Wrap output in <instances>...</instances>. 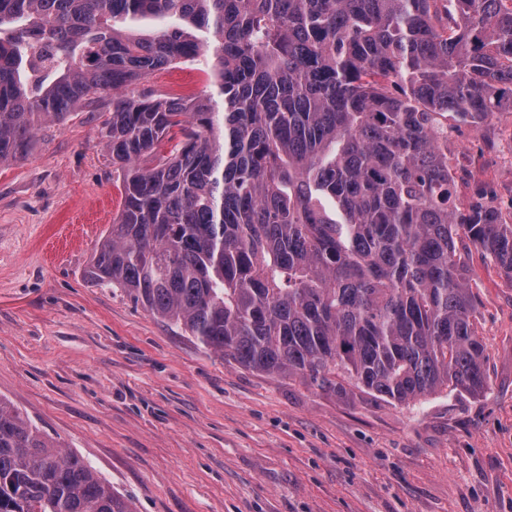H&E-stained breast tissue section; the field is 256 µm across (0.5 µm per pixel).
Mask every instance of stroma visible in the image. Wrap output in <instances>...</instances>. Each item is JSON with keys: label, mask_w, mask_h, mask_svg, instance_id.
Listing matches in <instances>:
<instances>
[{"label": "stroma", "mask_w": 512, "mask_h": 512, "mask_svg": "<svg viewBox=\"0 0 512 512\" xmlns=\"http://www.w3.org/2000/svg\"><path fill=\"white\" fill-rule=\"evenodd\" d=\"M105 102L0 168V398L136 512H512V282L457 243L485 346L480 395L322 391L204 350L85 272L121 207ZM512 217V112L454 123L448 164Z\"/></svg>", "instance_id": "1"}]
</instances>
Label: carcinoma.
<instances>
[{
	"label": "carcinoma",
	"instance_id": "cac0c4a2",
	"mask_svg": "<svg viewBox=\"0 0 512 512\" xmlns=\"http://www.w3.org/2000/svg\"><path fill=\"white\" fill-rule=\"evenodd\" d=\"M201 56L216 93L136 90ZM103 95L122 206L91 282L324 391H484L456 244L512 280V220L460 200L447 121L512 111V0H0V165ZM0 512L135 510L0 399Z\"/></svg>",
	"mask_w": 512,
	"mask_h": 512
}]
</instances>
